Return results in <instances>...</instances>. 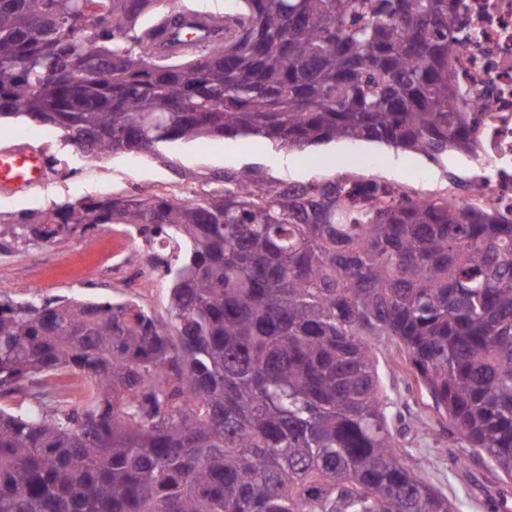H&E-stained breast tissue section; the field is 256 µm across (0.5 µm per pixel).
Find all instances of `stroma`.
I'll use <instances>...</instances> for the list:
<instances>
[{
	"label": "stroma",
	"mask_w": 512,
	"mask_h": 512,
	"mask_svg": "<svg viewBox=\"0 0 512 512\" xmlns=\"http://www.w3.org/2000/svg\"><path fill=\"white\" fill-rule=\"evenodd\" d=\"M24 132L28 144L55 156L71 167L63 183H43L26 193L0 195V214L40 210L52 203L93 198L104 199L138 189L183 198L184 187L173 171L182 169L200 175L196 191H204L206 175L224 169L264 167L269 174L289 182L305 183L350 171L405 185L419 191L446 193L454 180L464 176V156L449 152L439 158L360 141H336L303 150H278L259 138H203L191 143H167L156 154H111L100 161L101 173H87L80 152L61 130L27 117L0 120V147L14 142ZM87 240L73 237L56 243L28 245L10 243L0 257V278L13 281L9 295L16 301L42 300L55 295L97 301L132 300L158 319L169 317L166 288H124L100 278L92 268H78L74 256ZM384 386L395 401L401 439L409 450L408 464L418 468L430 484L456 497L460 512H512V482L496 483L484 459L473 454L450 428L439 423L421 402L419 391L408 385L400 368L402 354L394 345L383 344L379 351ZM428 417L433 426L432 441L415 437L419 417Z\"/></svg>",
	"instance_id": "35a3bbf8"
}]
</instances>
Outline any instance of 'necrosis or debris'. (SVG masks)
Masks as SVG:
<instances>
[{
  "label": "necrosis or debris",
  "mask_w": 512,
  "mask_h": 512,
  "mask_svg": "<svg viewBox=\"0 0 512 512\" xmlns=\"http://www.w3.org/2000/svg\"><path fill=\"white\" fill-rule=\"evenodd\" d=\"M459 49L451 56L461 105L477 143L456 201L479 196L488 208L512 213V0H454ZM102 268L126 287L150 285L151 267L131 238L113 242Z\"/></svg>",
  "instance_id": "necrosis-or-debris-1"
}]
</instances>
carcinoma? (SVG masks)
Here are the masks:
<instances>
[{"label": "carcinoma", "instance_id": "1", "mask_svg": "<svg viewBox=\"0 0 512 512\" xmlns=\"http://www.w3.org/2000/svg\"><path fill=\"white\" fill-rule=\"evenodd\" d=\"M0 0V118L86 157L205 137L438 157L474 139L453 0ZM196 24L224 31L182 49ZM0 215V239L123 224L177 243L170 319L0 299V512H459L407 464L378 347L512 481V221L355 174L260 166ZM24 395L14 411L9 400Z\"/></svg>", "mask_w": 512, "mask_h": 512}]
</instances>
